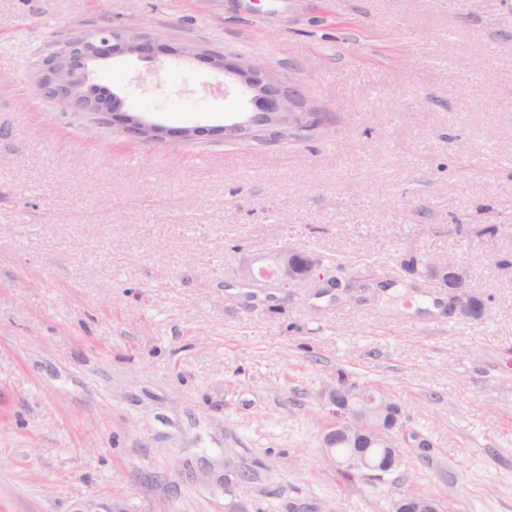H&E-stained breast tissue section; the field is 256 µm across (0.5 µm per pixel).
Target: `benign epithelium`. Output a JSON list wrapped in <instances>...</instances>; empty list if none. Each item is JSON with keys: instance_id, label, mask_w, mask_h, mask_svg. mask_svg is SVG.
I'll list each match as a JSON object with an SVG mask.
<instances>
[{"instance_id": "obj_1", "label": "benign epithelium", "mask_w": 512, "mask_h": 512, "mask_svg": "<svg viewBox=\"0 0 512 512\" xmlns=\"http://www.w3.org/2000/svg\"><path fill=\"white\" fill-rule=\"evenodd\" d=\"M154 37L141 27H99L68 35L39 63L37 90L45 99L72 112L96 116L103 125H120L129 133L150 142L169 136L180 143L201 135L202 130L176 133L165 127L128 115H118L92 99L85 90L91 71L89 64L106 61L118 53L148 55L155 49ZM177 53L188 58L205 60L213 68L236 80L247 96L249 110L240 121L224 125L220 134L227 142L242 140L245 129L262 134L265 118L280 119L287 127L285 134L292 141H301L323 124L322 113L310 107L298 81L275 74L263 61L245 59L240 55L186 44ZM272 265L254 271L247 266L241 270L245 285L263 280L288 288L308 278L321 261L314 254L295 248L281 247L271 251ZM426 267L440 283L451 290L453 306L460 313L480 318L485 304L478 297L463 291L465 276L459 265L448 260L428 262ZM323 398L333 406L334 421L322 435V445L328 458L346 474L370 479L391 471L397 464V428L399 407L384 395L357 391L351 396L342 389L326 390ZM346 443L349 452L341 454L338 445ZM397 512H440L436 499L426 495L404 496L394 504Z\"/></svg>"}]
</instances>
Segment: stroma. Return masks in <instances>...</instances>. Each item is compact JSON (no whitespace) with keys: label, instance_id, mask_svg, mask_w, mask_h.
Returning <instances> with one entry per match:
<instances>
[{"label":"stroma","instance_id":"obj_1","mask_svg":"<svg viewBox=\"0 0 512 512\" xmlns=\"http://www.w3.org/2000/svg\"><path fill=\"white\" fill-rule=\"evenodd\" d=\"M108 26L165 51L91 85L197 143L37 93L62 32ZM187 40L264 58L330 129L225 144L243 101ZM0 74V512H512V0H0ZM282 246L320 268L239 287ZM341 371L402 410L374 481L323 455ZM425 265L443 286L451 290L453 306L459 308L460 313L472 318H481L484 315L485 304L483 301L463 291V288H469V285L466 281L462 288L465 276L454 260L448 259L444 263L427 262ZM394 509L399 512H440L436 499L426 495L401 497L395 502Z\"/></svg>","mask_w":512,"mask_h":512}]
</instances>
